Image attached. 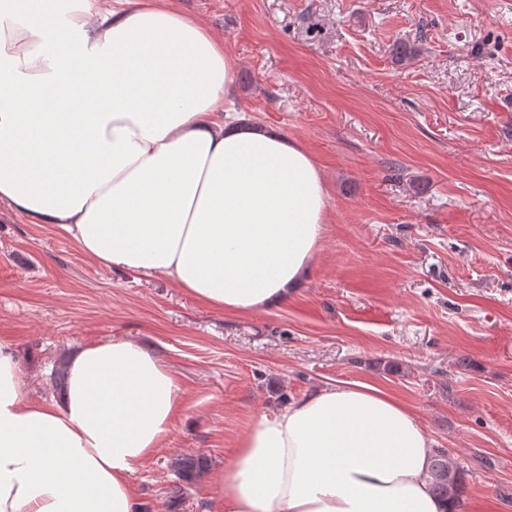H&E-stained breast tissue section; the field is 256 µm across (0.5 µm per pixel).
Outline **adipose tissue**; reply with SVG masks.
Masks as SVG:
<instances>
[{
	"label": "adipose tissue",
	"mask_w": 512,
	"mask_h": 512,
	"mask_svg": "<svg viewBox=\"0 0 512 512\" xmlns=\"http://www.w3.org/2000/svg\"><path fill=\"white\" fill-rule=\"evenodd\" d=\"M224 41L177 0H0V205L93 263L159 274L219 311L303 287L329 220L313 155L225 111ZM0 343V512H143L142 462L182 415L147 345L112 338L37 399ZM416 414L361 383L258 415L215 496L224 512H450Z\"/></svg>",
	"instance_id": "ef3b65f1"
}]
</instances>
